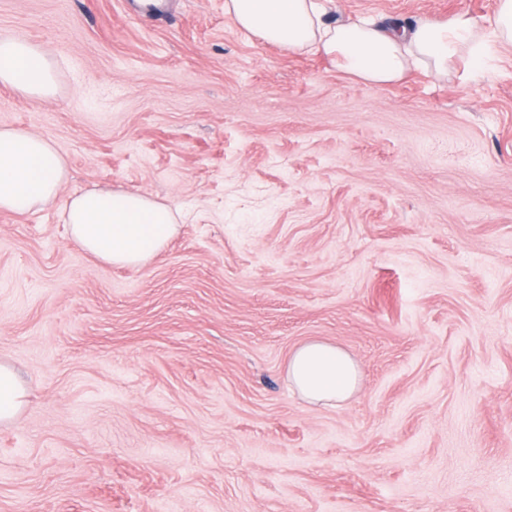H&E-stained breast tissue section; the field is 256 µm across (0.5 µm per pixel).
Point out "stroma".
<instances>
[{
  "label": "stroma",
  "instance_id": "stroma-1",
  "mask_svg": "<svg viewBox=\"0 0 512 512\" xmlns=\"http://www.w3.org/2000/svg\"><path fill=\"white\" fill-rule=\"evenodd\" d=\"M225 0H0L58 91L0 85V127L68 177L0 211V512H512V48L483 71L369 87L242 33ZM496 0H331L356 16L489 27ZM168 206L147 264L77 246L70 198ZM361 366L303 400L302 343ZM286 374L290 384L307 402L336 407L356 391L360 368L341 348L315 340L292 352ZM26 390L14 369L0 363V424L10 423L25 405Z\"/></svg>",
  "mask_w": 512,
  "mask_h": 512
}]
</instances>
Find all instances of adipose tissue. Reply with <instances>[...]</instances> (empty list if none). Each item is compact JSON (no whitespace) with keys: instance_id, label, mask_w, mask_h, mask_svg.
<instances>
[{"instance_id":"adipose-tissue-1","label":"adipose tissue","mask_w":512,"mask_h":512,"mask_svg":"<svg viewBox=\"0 0 512 512\" xmlns=\"http://www.w3.org/2000/svg\"><path fill=\"white\" fill-rule=\"evenodd\" d=\"M241 29L291 51L324 53L337 69L371 87L401 80L420 66L435 76L454 60L481 69L486 52L512 46V0H499L496 23L478 31L471 17L412 23L374 19L326 23V0H225ZM0 84L44 99L57 88L53 59L38 45L0 34ZM67 175L64 156L47 139L15 128H0V210L28 213L53 201ZM71 240L99 261L140 266L176 234L169 207L127 191L93 190L66 207ZM287 378L312 404L339 406L356 391L360 368L336 345L310 341L288 359Z\"/></svg>"}]
</instances>
